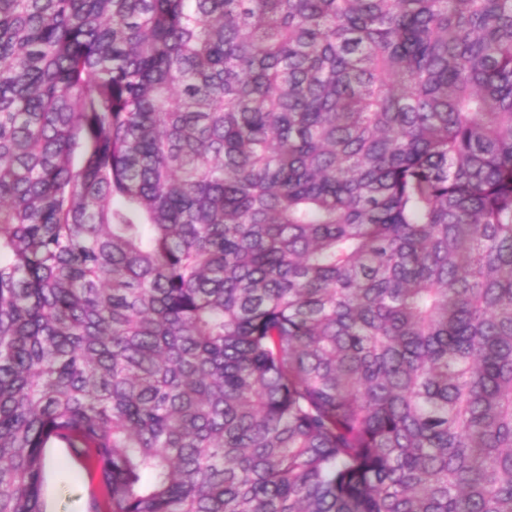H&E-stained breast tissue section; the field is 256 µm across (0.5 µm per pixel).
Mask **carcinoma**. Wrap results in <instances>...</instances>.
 I'll use <instances>...</instances> for the list:
<instances>
[{"label": "carcinoma", "instance_id": "carcinoma-1", "mask_svg": "<svg viewBox=\"0 0 512 512\" xmlns=\"http://www.w3.org/2000/svg\"><path fill=\"white\" fill-rule=\"evenodd\" d=\"M512 512V0H0V512ZM53 457L47 471L46 497L51 512H87L89 477L61 448H48Z\"/></svg>", "mask_w": 512, "mask_h": 512}]
</instances>
